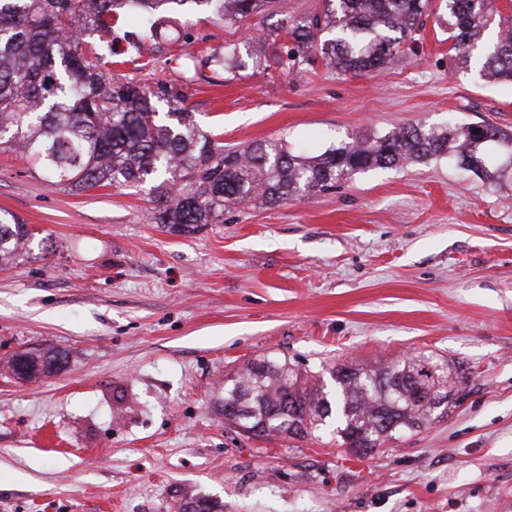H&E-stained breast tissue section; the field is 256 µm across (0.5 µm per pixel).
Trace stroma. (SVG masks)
<instances>
[{"label": "stroma", "mask_w": 512, "mask_h": 512, "mask_svg": "<svg viewBox=\"0 0 512 512\" xmlns=\"http://www.w3.org/2000/svg\"><path fill=\"white\" fill-rule=\"evenodd\" d=\"M322 0H276L232 25L190 9L159 42L137 14L112 30L143 46L151 86L173 56L266 40L262 65L187 89L226 147L284 140L316 156L411 123L512 131V83L462 68L432 0L417 45L380 74L278 65L268 34ZM152 183L80 194L0 151V209L37 230L0 271V358L59 348L57 375L0 372V512H169L180 489L224 512H512V189L445 156L361 173L275 206L245 204L190 235L151 219ZM463 364L465 399L386 449L358 456L331 431L256 438L214 403L262 356L327 388L344 361L412 355Z\"/></svg>", "instance_id": "1"}]
</instances>
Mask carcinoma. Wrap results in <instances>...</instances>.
<instances>
[{
    "mask_svg": "<svg viewBox=\"0 0 512 512\" xmlns=\"http://www.w3.org/2000/svg\"><path fill=\"white\" fill-rule=\"evenodd\" d=\"M212 8L229 23L259 13L268 0H0V150H19L56 186L79 194L97 187L155 181L153 219L172 233L194 234L224 223V210L252 201L279 204L330 191L358 173L394 168L447 153L464 170L498 186L509 173L493 146L512 157V133L492 123L435 129L408 124L381 136H359L318 156L282 141L243 150L199 129L174 84L145 86L112 76V44L86 33L112 32L116 14L133 9L150 25L169 5ZM431 0H323L322 9L270 32L287 39L288 72L321 62L341 73L381 71L415 41ZM448 39L462 65L482 78L512 81V15L496 0H445ZM496 36L484 37L491 23ZM183 81L241 67L237 48L174 58ZM166 102L159 117L154 103ZM37 233L13 212L0 211V270L31 254ZM67 364L54 349L22 351L8 361L18 380L35 382ZM462 366L414 355L379 367L339 365L331 392L287 360L263 357L224 378L218 408L224 421L252 437L305 438L334 426L339 444L371 454L397 434L417 431L465 396ZM178 512H223L192 491L178 494Z\"/></svg>",
    "mask_w": 512,
    "mask_h": 512,
    "instance_id": "cac0c4a2",
    "label": "carcinoma"
}]
</instances>
